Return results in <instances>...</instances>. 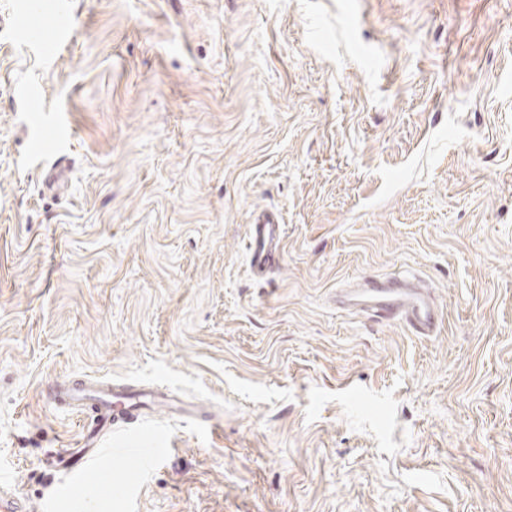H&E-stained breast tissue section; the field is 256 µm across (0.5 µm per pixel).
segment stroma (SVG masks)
<instances>
[{"mask_svg": "<svg viewBox=\"0 0 512 512\" xmlns=\"http://www.w3.org/2000/svg\"><path fill=\"white\" fill-rule=\"evenodd\" d=\"M0 0V487L51 512H512V0ZM64 172L54 188L46 173ZM280 211L254 277L251 213ZM407 271L437 335L337 310ZM156 383L93 422L76 375ZM247 251L253 272L262 275L282 260L284 225L274 212L258 215L248 224ZM152 386H134L128 384L104 383L88 378L58 382L49 389V397L56 404L68 406L72 411L82 412L91 406L97 410L96 434L87 437L83 448H68L72 458L69 472L77 474L89 467V464L102 459L104 448H100L99 433L104 429L112 432V426H125L136 423L147 409L145 405L152 401Z\"/></svg>", "mask_w": 512, "mask_h": 512, "instance_id": "35a3bbf8", "label": "stroma"}]
</instances>
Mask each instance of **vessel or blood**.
<instances>
[{"instance_id":"vessel-or-blood-1","label":"vessel or blood","mask_w":512,"mask_h":512,"mask_svg":"<svg viewBox=\"0 0 512 512\" xmlns=\"http://www.w3.org/2000/svg\"><path fill=\"white\" fill-rule=\"evenodd\" d=\"M249 265L256 274H264L282 260L284 226L272 212L258 215L248 226ZM339 308L366 314L376 320H397L415 335L432 336L439 329L438 310L427 288L415 277H358L336 296ZM50 399L80 412L94 407L100 428L138 422L147 403L153 399L147 387L107 384L88 378L66 380L53 385ZM99 435L89 436L83 447L69 449L70 473L77 474L102 459Z\"/></svg>"}]
</instances>
